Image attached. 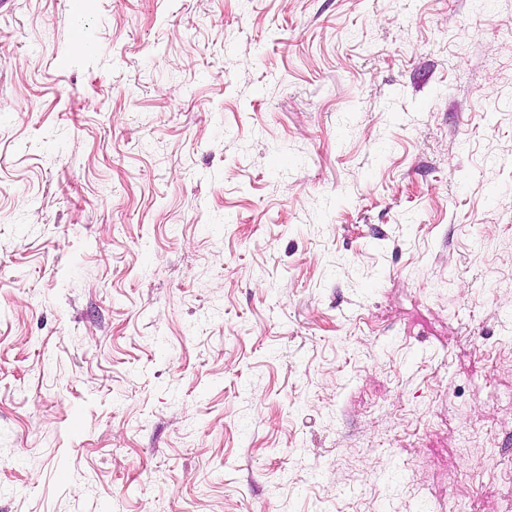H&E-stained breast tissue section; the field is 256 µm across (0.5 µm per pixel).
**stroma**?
Returning <instances> with one entry per match:
<instances>
[{
    "mask_svg": "<svg viewBox=\"0 0 512 512\" xmlns=\"http://www.w3.org/2000/svg\"><path fill=\"white\" fill-rule=\"evenodd\" d=\"M512 0L0 7V512H512Z\"/></svg>",
    "mask_w": 512,
    "mask_h": 512,
    "instance_id": "35a3bbf8",
    "label": "stroma"
}]
</instances>
